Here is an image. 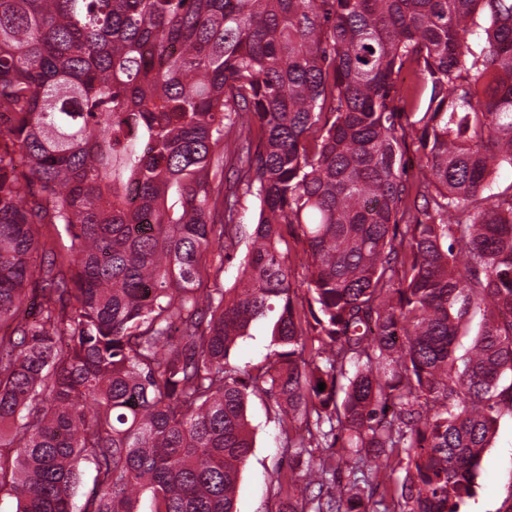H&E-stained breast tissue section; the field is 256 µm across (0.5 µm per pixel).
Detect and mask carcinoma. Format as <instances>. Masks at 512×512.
I'll use <instances>...</instances> for the list:
<instances>
[{
  "label": "carcinoma",
  "mask_w": 512,
  "mask_h": 512,
  "mask_svg": "<svg viewBox=\"0 0 512 512\" xmlns=\"http://www.w3.org/2000/svg\"><path fill=\"white\" fill-rule=\"evenodd\" d=\"M504 167L512 0H0V489L17 512H138L141 488L150 512H236L252 391L317 487L282 512H366L382 457L405 470L382 512H458L512 413ZM241 193L239 277L202 292ZM259 321L277 349L230 365ZM286 237L288 239L289 252L288 265L291 267L294 276L292 279L293 292L291 294L293 305L300 312L303 313L305 311L309 319L311 316L308 312L307 290L305 285H301L305 275V269L300 265L301 259L304 256V244L296 237L295 233H288Z\"/></svg>",
  "instance_id": "1"
}]
</instances>
